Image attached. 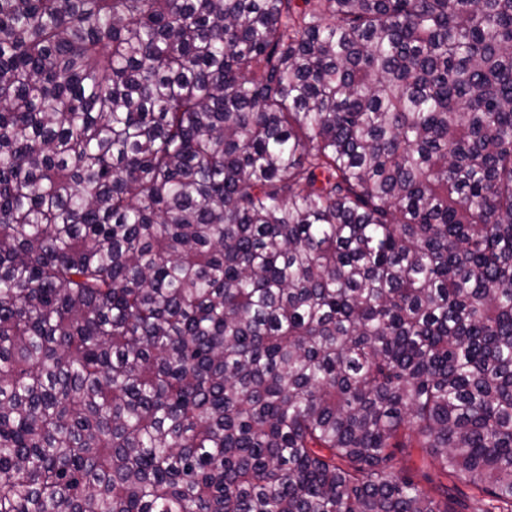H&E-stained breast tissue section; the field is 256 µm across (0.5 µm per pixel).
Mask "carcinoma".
<instances>
[{
  "label": "carcinoma",
  "instance_id": "1",
  "mask_svg": "<svg viewBox=\"0 0 512 512\" xmlns=\"http://www.w3.org/2000/svg\"><path fill=\"white\" fill-rule=\"evenodd\" d=\"M465 487L512 512V0H0V512Z\"/></svg>",
  "mask_w": 512,
  "mask_h": 512
}]
</instances>
